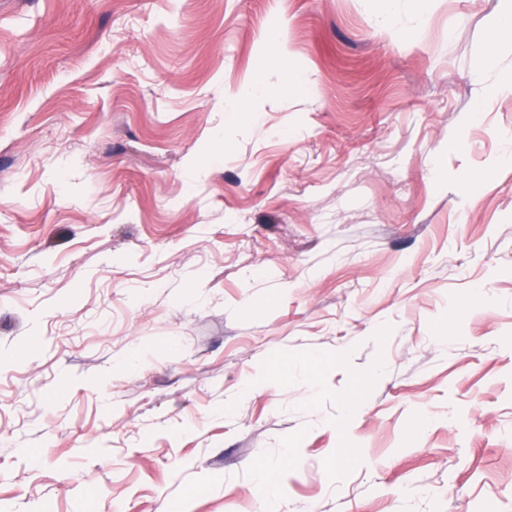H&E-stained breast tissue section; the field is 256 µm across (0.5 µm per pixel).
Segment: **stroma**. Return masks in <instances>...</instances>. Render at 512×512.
Listing matches in <instances>:
<instances>
[{
    "instance_id": "35a3bbf8",
    "label": "stroma",
    "mask_w": 512,
    "mask_h": 512,
    "mask_svg": "<svg viewBox=\"0 0 512 512\" xmlns=\"http://www.w3.org/2000/svg\"><path fill=\"white\" fill-rule=\"evenodd\" d=\"M511 7L0 0V512H512ZM489 56L493 57L499 50L512 49V10L493 25L488 34Z\"/></svg>"
}]
</instances>
